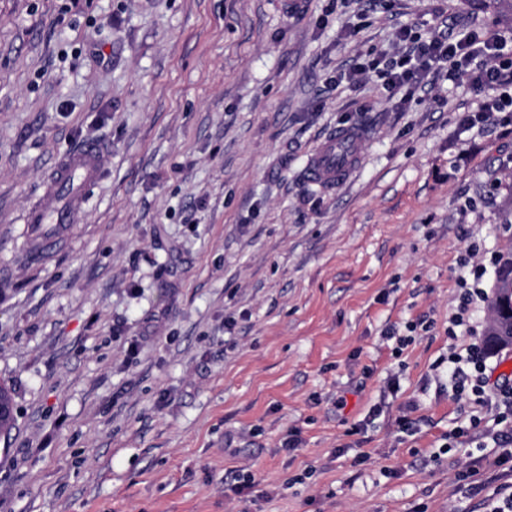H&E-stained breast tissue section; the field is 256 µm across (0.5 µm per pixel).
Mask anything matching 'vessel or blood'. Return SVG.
I'll return each instance as SVG.
<instances>
[{
    "label": "vessel or blood",
    "mask_w": 512,
    "mask_h": 512,
    "mask_svg": "<svg viewBox=\"0 0 512 512\" xmlns=\"http://www.w3.org/2000/svg\"><path fill=\"white\" fill-rule=\"evenodd\" d=\"M362 134L339 129L326 137L306 165L309 181L334 187L345 181L359 159ZM104 149L97 143H84L58 160L34 201L22 218L25 260L43 262L72 228L85 203V191L103 170Z\"/></svg>",
    "instance_id": "vessel-or-blood-1"
}]
</instances>
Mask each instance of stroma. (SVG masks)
Segmentation results:
<instances>
[{
  "label": "stroma",
  "mask_w": 512,
  "mask_h": 512,
  "mask_svg": "<svg viewBox=\"0 0 512 512\" xmlns=\"http://www.w3.org/2000/svg\"><path fill=\"white\" fill-rule=\"evenodd\" d=\"M406 25L490 23L464 0H0V512H483L443 360L485 338L487 303L475 337L448 319L508 239L512 114L462 126L485 93L444 71L390 99ZM340 126L358 166L310 183ZM83 141L101 177L26 264L22 215Z\"/></svg>",
  "instance_id": "1"
}]
</instances>
